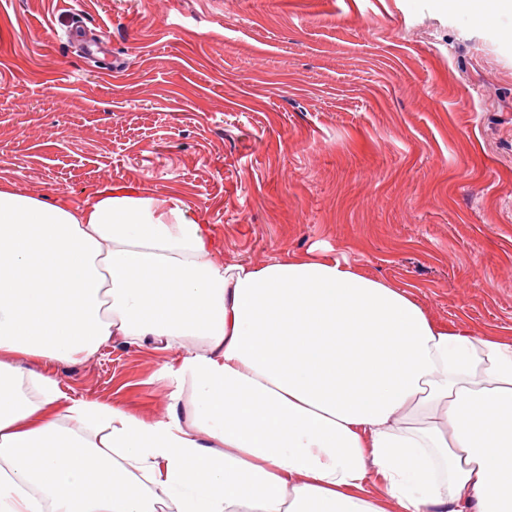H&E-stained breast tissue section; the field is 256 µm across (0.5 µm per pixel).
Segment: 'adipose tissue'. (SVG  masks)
Wrapping results in <instances>:
<instances>
[{
    "label": "adipose tissue",
    "instance_id": "obj_1",
    "mask_svg": "<svg viewBox=\"0 0 512 512\" xmlns=\"http://www.w3.org/2000/svg\"><path fill=\"white\" fill-rule=\"evenodd\" d=\"M223 250L176 198L0 184V512H512V336L325 247ZM150 345L158 421L45 370Z\"/></svg>",
    "mask_w": 512,
    "mask_h": 512
}]
</instances>
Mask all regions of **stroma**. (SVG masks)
<instances>
[{"instance_id": "35a3bbf8", "label": "stroma", "mask_w": 512, "mask_h": 512, "mask_svg": "<svg viewBox=\"0 0 512 512\" xmlns=\"http://www.w3.org/2000/svg\"><path fill=\"white\" fill-rule=\"evenodd\" d=\"M104 47L86 58L73 17ZM0 183L182 200L227 262L328 246L442 325L512 336V10L442 0H0ZM174 353L55 367L164 416Z\"/></svg>"}]
</instances>
